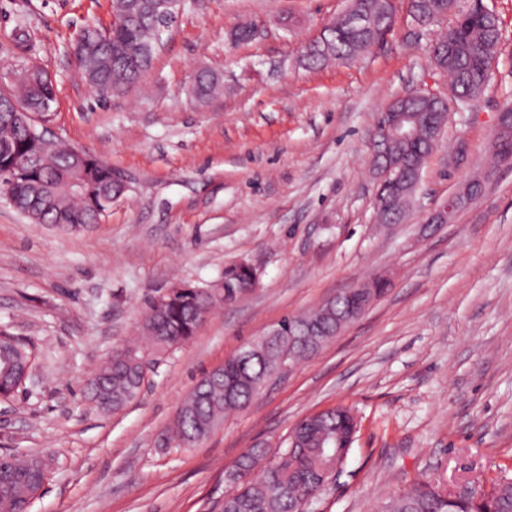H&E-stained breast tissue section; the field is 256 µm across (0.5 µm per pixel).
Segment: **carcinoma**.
<instances>
[{
  "mask_svg": "<svg viewBox=\"0 0 512 512\" xmlns=\"http://www.w3.org/2000/svg\"><path fill=\"white\" fill-rule=\"evenodd\" d=\"M157 0H112L117 23L84 27L82 42L74 48L84 80L98 98L116 88L125 93L136 86L152 67L157 40ZM448 0H409V12L420 24H430L449 15L452 24L436 41L432 64L448 77L456 106L465 110L481 96L491 77V62L500 40L497 14L482 0H471L467 9L448 14ZM390 0H349L348 13L326 26L323 37L307 45L302 60L310 69L332 61H353L392 32ZM26 76L9 88L11 101L0 106V170L14 169V178L0 181L12 206L33 224H62L72 228L101 223L112 199L124 194L115 183L112 167L89 153L61 144L43 132L37 117L50 113L55 89L45 71L31 66ZM222 87L209 70L198 74L192 94L208 99ZM417 118L418 133L405 146L389 148L386 163L408 171L423 169L429 141L438 137L435 113L448 112L442 102L414 96L400 100ZM417 186H392L382 191L384 207L380 223L399 224L409 210ZM257 272L241 263L224 269L223 287L184 285L168 291L165 303L148 304L141 324L140 340L115 350L100 371L89 380L86 394L103 410H118L141 391L147 370L162 355L189 341L200 324L201 314L218 304L231 305L248 291ZM383 288H365L362 302L347 293L331 304L284 319L293 336H262L252 345L253 356L230 361L217 373H206L186 397L168 427L164 441L191 445L206 437L224 416L246 408L259 394L261 383L278 364L306 359L331 340L316 334L319 328L336 330V314L349 305L360 308ZM0 343L17 358L30 359L27 345L7 333ZM22 389L19 370L0 377V398L9 399ZM353 412L345 406L317 413L300 421L289 433L287 448L274 467L260 466L262 448L244 453L228 471L227 489L220 512H304L307 495L319 485L325 466L340 451H349L353 441ZM0 469L11 478L0 481V512H28L46 478V464L38 457L0 453ZM497 512H512V482L492 483ZM484 479L476 476L455 489L440 477H427L414 487L384 503L381 512H488Z\"/></svg>",
  "mask_w": 512,
  "mask_h": 512,
  "instance_id": "1",
  "label": "carcinoma"
}]
</instances>
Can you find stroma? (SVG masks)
Returning a JSON list of instances; mask_svg holds the SVG:
<instances>
[{
  "label": "stroma",
  "mask_w": 512,
  "mask_h": 512,
  "mask_svg": "<svg viewBox=\"0 0 512 512\" xmlns=\"http://www.w3.org/2000/svg\"><path fill=\"white\" fill-rule=\"evenodd\" d=\"M483 3L502 30L491 79L470 111L449 109L405 220L385 228L371 132L410 90L447 96L428 54L447 20L421 26L398 11L383 46L309 70L303 47L347 0H200L142 86L102 102L71 50L88 23H111L112 0H0V75L47 71L49 128L126 185L102 223L77 230L29 223L0 193V331L28 343L35 371L0 399V449L47 464L30 512H219L224 475L245 451L276 459L300 420L339 405L359 429L306 512H378L429 475L512 476V161L488 164L496 114L512 104V0ZM243 26L253 36L235 40ZM204 69L224 91L200 101L188 88ZM477 172L489 175L484 194L422 231L424 214ZM239 262L257 270V287L208 313L137 399L104 411L87 398L148 300L207 287ZM377 272L386 293L317 354L205 439L163 445L204 373Z\"/></svg>",
  "instance_id": "1"
}]
</instances>
